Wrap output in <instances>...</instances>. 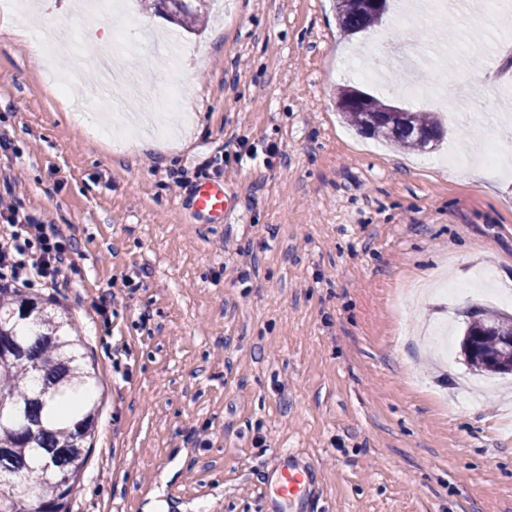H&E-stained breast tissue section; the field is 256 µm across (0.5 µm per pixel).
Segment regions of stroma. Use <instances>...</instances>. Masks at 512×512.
Wrapping results in <instances>:
<instances>
[{"mask_svg": "<svg viewBox=\"0 0 512 512\" xmlns=\"http://www.w3.org/2000/svg\"><path fill=\"white\" fill-rule=\"evenodd\" d=\"M202 32L145 16L82 12L78 0L20 9L83 51L90 24L147 25L178 43L150 68L118 50L136 84L179 86L183 111L140 151L106 75L67 57L68 102L45 59L0 32V190L76 245L65 305L101 383L103 409L70 512H300L273 481L279 455L312 467L311 512H512V375L438 359L425 323L464 331L481 293L512 295V157L489 167V123L512 116V13L454 0L447 21L341 32L333 0H222ZM429 43L419 98L394 51ZM194 71L193 85L184 72ZM467 85L476 118L446 121L436 149L392 151L343 124L356 86L413 112ZM224 154L229 208L200 223L167 175ZM130 288L109 308L113 281Z\"/></svg>", "mask_w": 512, "mask_h": 512, "instance_id": "1", "label": "stroma"}]
</instances>
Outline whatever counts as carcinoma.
<instances>
[{
  "label": "carcinoma",
  "mask_w": 512,
  "mask_h": 512,
  "mask_svg": "<svg viewBox=\"0 0 512 512\" xmlns=\"http://www.w3.org/2000/svg\"><path fill=\"white\" fill-rule=\"evenodd\" d=\"M182 29L199 30L207 14V0H152ZM339 27L355 35L382 21V15L364 6L363 0H336ZM351 88L336 96L342 118L359 132L377 135L398 149L423 150L443 139L445 128L436 112H388L379 98L366 94L358 106L346 104ZM510 326L512 315L477 310L471 314L463 336H481L479 350L460 349L477 372L499 374V359L512 363V350L499 345L487 327ZM67 317L56 316L43 304L14 289L0 301V404L21 409L0 416V477L19 481L16 489L0 488V512H69V497L79 482L94 434L98 404L95 377L80 353L81 339L68 330ZM38 371L44 387L32 392L27 377ZM87 399L70 416L68 401L80 392Z\"/></svg>",
  "instance_id": "1"
}]
</instances>
